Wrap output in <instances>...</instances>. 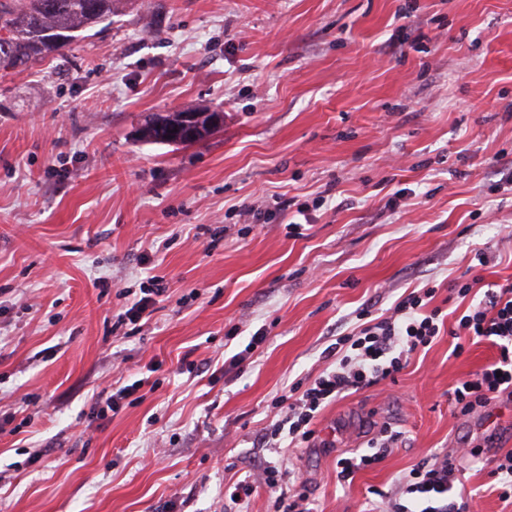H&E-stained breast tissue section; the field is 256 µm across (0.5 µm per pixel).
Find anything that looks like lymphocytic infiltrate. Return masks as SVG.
Listing matches in <instances>:
<instances>
[{
  "instance_id": "1",
  "label": "lymphocytic infiltrate",
  "mask_w": 512,
  "mask_h": 512,
  "mask_svg": "<svg viewBox=\"0 0 512 512\" xmlns=\"http://www.w3.org/2000/svg\"><path fill=\"white\" fill-rule=\"evenodd\" d=\"M435 295L432 288L411 292L397 299L388 315L380 317L373 316L370 308H362L357 315L358 326L338 337L329 348L332 366L311 380L299 396H287L283 416L262 434L261 445L277 449L286 437L295 444L309 442L314 435L313 421L327 403L343 394L395 379L413 353L430 346L444 331L456 340L454 354L462 353L466 338L488 341L497 349L494 362L458 382L449 392V401L460 413H475L502 394L512 395V283L488 288L483 299L468 306L452 329L446 328L441 308L434 306ZM400 438V431L383 426L370 440L369 453L338 460L339 481H352L359 470L380 463ZM455 470V459H423L405 479V491L414 497L412 505L385 495L379 512H466L465 506L451 496ZM289 476V470L269 465L263 469L259 483H237L233 493L245 501L262 484L276 490V512H308L303 496L282 495L281 488Z\"/></svg>"
}]
</instances>
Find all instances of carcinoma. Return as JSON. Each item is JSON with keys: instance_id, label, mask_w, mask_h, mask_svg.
Instances as JSON below:
<instances>
[{"instance_id": "1", "label": "carcinoma", "mask_w": 512, "mask_h": 512, "mask_svg": "<svg viewBox=\"0 0 512 512\" xmlns=\"http://www.w3.org/2000/svg\"><path fill=\"white\" fill-rule=\"evenodd\" d=\"M117 0H0V68L26 71L49 57L63 56L84 33L112 23ZM216 112L186 107L155 113L140 125L151 143L177 131L195 141L214 132Z\"/></svg>"}]
</instances>
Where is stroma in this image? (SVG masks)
Listing matches in <instances>:
<instances>
[{"label":"stroma","mask_w":512,"mask_h":512,"mask_svg":"<svg viewBox=\"0 0 512 512\" xmlns=\"http://www.w3.org/2000/svg\"><path fill=\"white\" fill-rule=\"evenodd\" d=\"M188 106L223 125L139 139L144 115ZM154 275L164 293L133 327ZM507 282L512 0H124L65 57L0 70V512H273L266 488L246 507L225 488L284 459L312 512H371L460 448L482 455L458 461L454 497L512 512L492 474L512 399L470 415L448 400L494 361L486 341L455 357L441 336L396 382L321 410L310 445H254L356 310L433 286L451 327L452 285L474 305ZM385 424L396 448L341 484L337 458Z\"/></svg>","instance_id":"1"}]
</instances>
